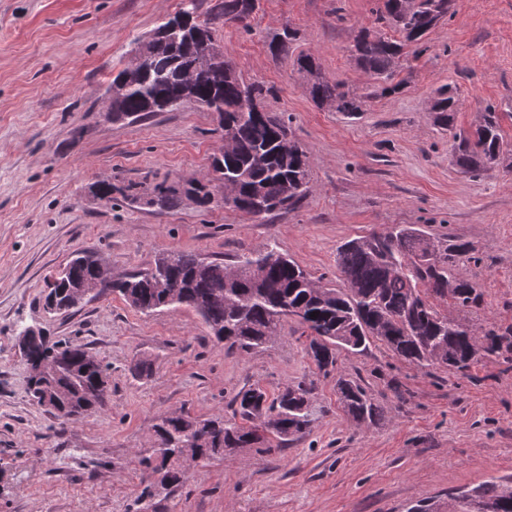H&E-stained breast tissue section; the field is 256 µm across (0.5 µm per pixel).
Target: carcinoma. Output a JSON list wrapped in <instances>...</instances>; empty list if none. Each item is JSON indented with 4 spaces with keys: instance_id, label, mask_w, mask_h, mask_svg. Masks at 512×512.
<instances>
[{
    "instance_id": "carcinoma-1",
    "label": "carcinoma",
    "mask_w": 512,
    "mask_h": 512,
    "mask_svg": "<svg viewBox=\"0 0 512 512\" xmlns=\"http://www.w3.org/2000/svg\"><path fill=\"white\" fill-rule=\"evenodd\" d=\"M375 23L398 33L386 36L363 27L350 48L351 60L375 80L392 82L402 71L407 48L420 45L448 15L450 0H377ZM200 0H181L179 11L158 26L162 39L146 46L143 65L126 66L113 77L112 117L141 119L152 112L198 105L224 114L222 132L228 145L212 158L210 171L186 186L158 185L145 197L127 187L128 197L148 206L174 208L184 197L197 196V206L211 204L206 183L225 181L231 207L262 216L296 205L311 188L307 151L294 137L289 122L277 113L255 116L248 110L253 98L265 99L269 90L245 81L224 57L203 55L204 41L217 39V22L250 17L256 0H223L198 29ZM296 33L285 29L268 43L271 54L286 57ZM293 64L306 79L305 91L318 106L357 118L367 110L368 97L344 83L329 79L318 58L301 51ZM460 103L456 87L442 85L430 100L435 123L451 131ZM452 163L465 173L480 174L500 165L512 149L504 144L498 113H481L474 132L452 134ZM474 248L451 237L431 241L418 229L395 225L382 233L345 242L338 251L341 284L329 288L306 272L277 247L235 257L226 263L196 253L171 251L148 269L112 283L136 311L154 314L193 309L209 335L230 349L250 354L280 335L287 313L299 312L297 324L314 350L313 361L327 377L338 369L340 351L362 353L375 341L400 359L419 368L443 366L464 371L479 356H493L512 348V327H489L477 332L464 318L440 311L448 303L459 312L480 305L476 281L463 272ZM67 273L47 284V296L65 299L75 282L96 277L91 256L78 252L66 264ZM21 355L29 364L48 361L56 373L50 378L30 375L33 401L53 384L71 394L70 409L56 414L76 422L105 406L106 367L76 344L52 342L43 333L30 337ZM345 412L359 423H373L379 407L366 388L343 376L336 381ZM313 384L300 381L269 395L258 385L244 386L232 398V418L199 421L183 412L159 416L153 425L149 455H138L143 470L153 455L166 466L174 485L187 481L183 448H198L211 458L237 448L297 441L309 432ZM241 422H235V418ZM208 431L198 443L192 426ZM448 512H512V476L482 483L448 496Z\"/></svg>"
}]
</instances>
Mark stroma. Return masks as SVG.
Segmentation results:
<instances>
[{"mask_svg":"<svg viewBox=\"0 0 512 512\" xmlns=\"http://www.w3.org/2000/svg\"><path fill=\"white\" fill-rule=\"evenodd\" d=\"M179 7L0 0V512H138L149 480L136 454L157 416L227 417L241 387L273 394L302 379L315 383L309 434L201 463L149 499L150 512H407L424 499L444 512L449 491L512 475V369L501 360L458 372L416 368L378 341L341 353L337 375L359 380L381 409L359 425L296 322L265 350L239 355L189 308L148 316L107 292L65 313L44 310L46 281L76 249L119 277L170 250L229 261L275 242L334 286L343 243L410 224L470 242L477 260L466 272L483 302L467 318L479 330L512 326V172H460L428 110L436 88L456 86V129L471 130L491 106L512 144V0H452L393 91L348 53L372 25L375 0H258L251 31L224 24L217 38L237 73L268 88L269 111L290 117L313 175L296 207L260 217L220 201L160 209L124 195L131 184L149 193L202 177L221 144L202 107L137 122L107 111L105 91L134 41ZM285 26L297 32L293 52H313L327 77L369 95L358 119L318 107L291 59L271 55L268 38ZM101 180L111 181V200L96 196ZM26 327L85 345L108 365L100 412L64 423L31 400L19 352Z\"/></svg>","mask_w":512,"mask_h":512,"instance_id":"obj_1","label":"stroma"}]
</instances>
